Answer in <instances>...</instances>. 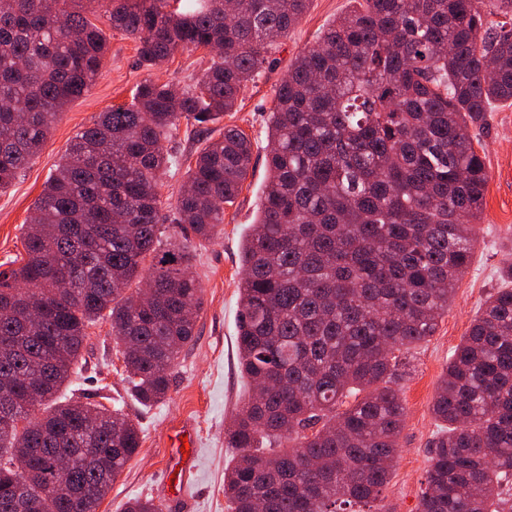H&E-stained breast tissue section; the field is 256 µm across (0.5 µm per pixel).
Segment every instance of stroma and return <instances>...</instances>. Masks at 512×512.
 Here are the masks:
<instances>
[{"instance_id": "1", "label": "stroma", "mask_w": 512, "mask_h": 512, "mask_svg": "<svg viewBox=\"0 0 512 512\" xmlns=\"http://www.w3.org/2000/svg\"><path fill=\"white\" fill-rule=\"evenodd\" d=\"M350 0H311L307 13L274 47L259 80L244 91L234 111L209 132L178 136L168 149L178 163L163 177L164 211H171L187 179V171L208 138L225 126L238 127L254 144L252 167L234 204L225 206L217 239L193 241L191 270L202 288V305L194 314L195 338L180 353L164 402L146 407L128 390L123 356L112 339L109 321L87 330L78 363L61 388V399L79 398L106 408L122 409L139 428L141 443L102 500L99 512H124L134 498L153 500L168 512L169 478L176 468V447L184 425L195 430V473L183 490L192 512H231L224 496V469L236 449L224 442V429L248 397L239 369L235 337L242 276L240 245L248 235L266 180L267 123L274 90L289 65L314 46L328 23L350 7ZM108 51L90 91L72 102L57 120L38 157L0 193V265L23 254L24 226L46 181L54 173L72 138L100 112L130 102L137 85L151 79L184 87L210 64L208 51L176 53L155 68L141 66L136 43L108 31ZM489 126L474 130L476 149L488 171L484 206L470 268L455 288L454 298L435 334L412 349L398 387L406 409L398 438V456L382 493L386 512H418L421 492L432 464L439 427L432 414L438 385L453 350L468 335L485 300L502 287L512 264V105L496 106Z\"/></svg>"}]
</instances>
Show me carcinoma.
I'll list each match as a JSON object with an SVG mask.
<instances>
[{
	"instance_id": "1",
	"label": "carcinoma",
	"mask_w": 512,
	"mask_h": 512,
	"mask_svg": "<svg viewBox=\"0 0 512 512\" xmlns=\"http://www.w3.org/2000/svg\"><path fill=\"white\" fill-rule=\"evenodd\" d=\"M311 0H0V192L99 76L105 28L147 68L219 48L181 89L145 81L76 134L34 203L26 257L0 271V512H97L140 447L122 411L56 394L110 321L132 396L163 401L194 338L191 239L214 240L252 163L235 126L189 167L169 236L165 142L231 111ZM486 0H353L277 85L257 219L242 246L239 367L224 431L232 512H383L405 407L402 356L433 336L472 261L488 174L472 128L512 103V26ZM100 12L101 24L85 15ZM153 283L146 294L143 281ZM443 423L419 512H512V288L490 295L432 405Z\"/></svg>"
}]
</instances>
